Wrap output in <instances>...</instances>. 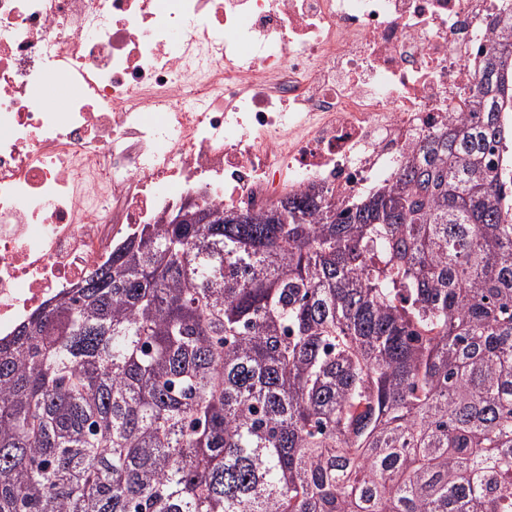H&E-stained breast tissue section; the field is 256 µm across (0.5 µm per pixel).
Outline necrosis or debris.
Instances as JSON below:
<instances>
[{"label":"necrosis or debris","instance_id":"necrosis-or-debris-1","mask_svg":"<svg viewBox=\"0 0 512 512\" xmlns=\"http://www.w3.org/2000/svg\"><path fill=\"white\" fill-rule=\"evenodd\" d=\"M512 0H0V338L181 195L346 206L468 111ZM75 91L40 105L49 77Z\"/></svg>","mask_w":512,"mask_h":512}]
</instances>
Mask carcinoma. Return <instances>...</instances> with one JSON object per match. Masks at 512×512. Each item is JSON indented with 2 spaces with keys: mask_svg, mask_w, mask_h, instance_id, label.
<instances>
[{
  "mask_svg": "<svg viewBox=\"0 0 512 512\" xmlns=\"http://www.w3.org/2000/svg\"><path fill=\"white\" fill-rule=\"evenodd\" d=\"M473 120L286 221L140 224L0 340V512H512V26Z\"/></svg>",
  "mask_w": 512,
  "mask_h": 512,
  "instance_id": "1",
  "label": "carcinoma"
}]
</instances>
